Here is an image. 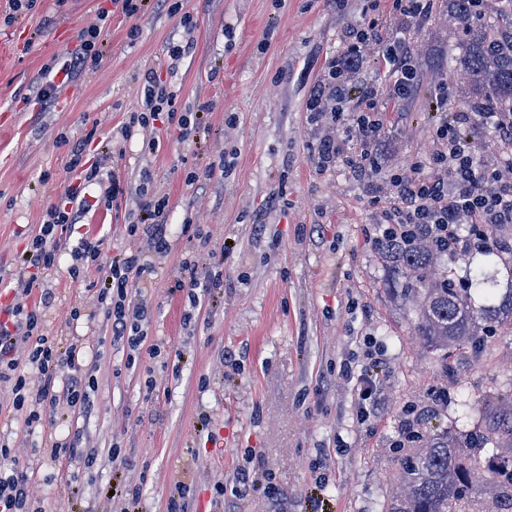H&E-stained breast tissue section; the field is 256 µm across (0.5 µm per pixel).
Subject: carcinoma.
I'll list each match as a JSON object with an SVG mask.
<instances>
[{"label":"carcinoma","instance_id":"cac0c4a2","mask_svg":"<svg viewBox=\"0 0 512 512\" xmlns=\"http://www.w3.org/2000/svg\"><path fill=\"white\" fill-rule=\"evenodd\" d=\"M453 43L432 62L460 83L448 105L432 112H512V0H499L494 16L484 0H441ZM388 265L392 292L413 317L424 345L448 359V350L480 352L500 325H512V241L500 240L480 252L457 256L438 249L427 224H394L377 242ZM502 262L507 287L500 292ZM463 267L469 278L456 282ZM432 445L401 458L397 491L387 512H512V408L483 437L489 456L468 453L474 439L446 429L431 435ZM491 499L479 508L475 493Z\"/></svg>","mask_w":512,"mask_h":512}]
</instances>
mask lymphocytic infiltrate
I'll return each mask as SVG.
<instances>
[{
	"label": "lymphocytic infiltrate",
	"mask_w": 512,
	"mask_h": 512,
	"mask_svg": "<svg viewBox=\"0 0 512 512\" xmlns=\"http://www.w3.org/2000/svg\"><path fill=\"white\" fill-rule=\"evenodd\" d=\"M383 56L393 76L391 95L406 98L417 82L410 48L395 40L386 44ZM144 81L143 108L128 113L119 135L124 141L141 137V150L150 155L157 151L159 141L149 128L164 107L171 105L172 96L159 84L156 70H146ZM367 98L365 111L350 114L339 107L330 115L339 133L357 141L358 151L344 158L346 165L362 176L378 169L375 141L384 126L382 114L376 109L375 93H368ZM468 119L471 118L459 112L452 121L441 122L436 128L435 134L446 150L434 159L431 168L414 162L404 173L392 176L394 194L387 223L428 224L437 231L440 242L456 244L461 241L459 225L481 224L490 229L512 224V180L478 163L474 145L460 131ZM69 166L78 170L79 183L65 190L63 205L51 207L47 222L29 239L20 257L21 268L11 302L0 310V403L20 412L22 427L28 432L43 426L47 415L60 403H67L86 416L94 410L91 394L96 379L86 364V348L78 340L67 350H58L45 333L43 309L50 304L52 294L39 282L40 274L57 264V234L71 225V208L83 185L103 184L108 200L131 196L142 213L137 223L125 227L137 245L123 255L107 258L101 240L88 237L71 251L72 279H79L81 272L91 266L104 272L94 294L104 315L102 335L133 350L145 343L152 307L146 298L135 296L133 289L153 278L157 260L171 251L165 224L167 197L149 195L143 183L130 191L119 177L104 179L100 163L86 160L80 144L72 148ZM215 256L212 250L204 256L185 252L174 290L186 291L195 305L223 290L224 271ZM35 292L40 300L33 305L29 298ZM27 483L26 470L20 467L8 439L0 435V512H29Z\"/></svg>",
	"instance_id": "obj_1"
}]
</instances>
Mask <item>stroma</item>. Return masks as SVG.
<instances>
[{"instance_id": "obj_1", "label": "stroma", "mask_w": 512, "mask_h": 512, "mask_svg": "<svg viewBox=\"0 0 512 512\" xmlns=\"http://www.w3.org/2000/svg\"><path fill=\"white\" fill-rule=\"evenodd\" d=\"M102 0H38L14 14L0 0V291L19 270L26 239L77 177L72 146L89 130L90 153L138 184L150 169L153 193L169 199L172 250L143 293L152 305L147 341L161 357L129 365L127 352L100 346L90 360L98 381L95 411L83 416L60 405L38 433L0 425L28 469V492L39 512H121L109 497L115 479L139 485L140 512H166L175 487H190L196 512H271L266 487L275 484L283 512H309L321 488L327 512H386L403 449L426 448L434 427L468 431L503 414L512 377V331L488 337L479 354L451 352L438 361L415 335L389 290L376 247L388 206L392 171L431 162L439 116L428 110L441 82L422 68L406 98L389 93L388 67L376 45L344 79L348 106L378 87L384 127L378 139L380 175L361 179L345 165L322 172L317 148L330 122L307 120L311 89L328 59L341 56L349 31L376 21L381 37H404L412 19L389 0H147L140 15L113 9L96 64L67 84L48 108L29 106L46 63L75 50L77 36L97 21ZM187 44L170 62V43ZM166 79L178 112L204 109L198 125L180 131L156 124L159 149L143 154L139 139L111 146L112 132L144 102L142 71ZM227 160L219 182L186 181ZM90 186V211L64 231L59 264L45 285L54 299L45 331L59 347L94 336L104 317L85 282L73 281L71 248L102 239L115 257L133 248L124 226L136 221L126 197L111 206ZM224 242V289L215 303L191 307L173 291L185 218ZM87 324L72 327V307ZM378 350L381 405L356 420L357 394L340 374L367 365L364 337ZM154 390H147L146 380ZM468 421H460L462 403ZM211 417L201 425L200 414ZM81 432L97 449L89 468L51 461L42 447ZM119 457H111L112 445ZM256 468L249 486L237 477L246 458ZM224 499L213 503L216 482Z\"/></svg>"}]
</instances>
